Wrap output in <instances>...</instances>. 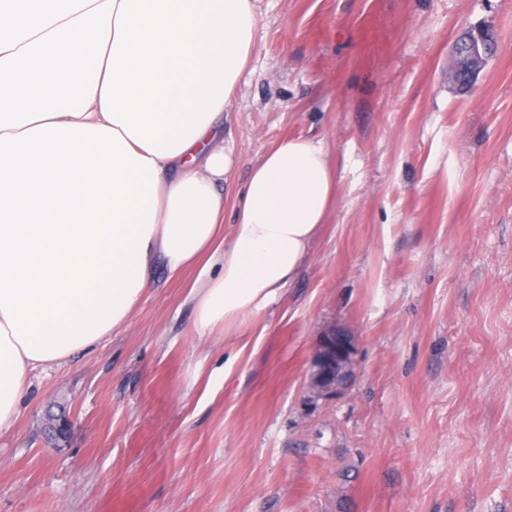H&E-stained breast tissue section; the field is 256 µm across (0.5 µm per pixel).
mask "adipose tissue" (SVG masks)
<instances>
[{
	"label": "adipose tissue",
	"mask_w": 512,
	"mask_h": 512,
	"mask_svg": "<svg viewBox=\"0 0 512 512\" xmlns=\"http://www.w3.org/2000/svg\"><path fill=\"white\" fill-rule=\"evenodd\" d=\"M255 34L251 0H0V430L29 372L124 326L156 267L195 272L202 336L296 276L336 204L322 143L261 155L224 228L220 118ZM34 241L35 287L16 272Z\"/></svg>",
	"instance_id": "ef3b65f1"
}]
</instances>
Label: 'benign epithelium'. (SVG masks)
Here are the masks:
<instances>
[{
    "mask_svg": "<svg viewBox=\"0 0 512 512\" xmlns=\"http://www.w3.org/2000/svg\"><path fill=\"white\" fill-rule=\"evenodd\" d=\"M490 53L491 46L488 42L475 43L465 38L456 46L455 62L464 63L475 74L485 66ZM355 374L352 337L336 329L318 337L310 360L311 388L319 396L330 400L347 388Z\"/></svg>",
    "mask_w": 512,
    "mask_h": 512,
    "instance_id": "obj_1",
    "label": "benign epithelium"
}]
</instances>
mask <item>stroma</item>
Returning <instances> with one entry per match:
<instances>
[{
	"label": "stroma",
	"instance_id": "1",
	"mask_svg": "<svg viewBox=\"0 0 512 512\" xmlns=\"http://www.w3.org/2000/svg\"><path fill=\"white\" fill-rule=\"evenodd\" d=\"M224 222L253 162L323 141L338 198L282 296L198 336L164 269L28 376L0 512H512V0H251ZM495 51L469 91L454 44ZM354 338L338 397L316 339ZM356 374L352 337L342 330L318 336L310 360L309 383L325 399L340 395Z\"/></svg>",
	"mask_w": 512,
	"mask_h": 512
}]
</instances>
